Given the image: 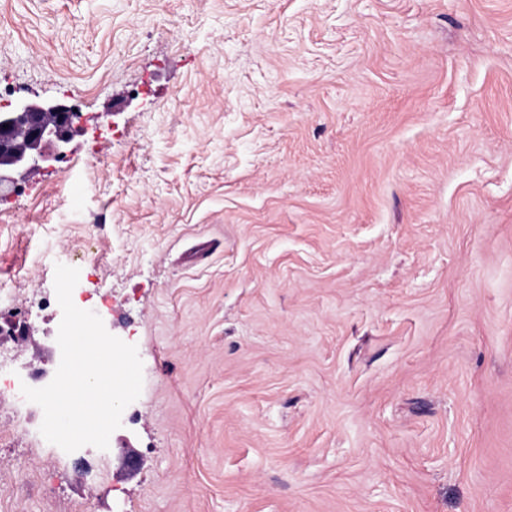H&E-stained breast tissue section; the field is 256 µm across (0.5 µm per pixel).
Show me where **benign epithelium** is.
Segmentation results:
<instances>
[{
	"label": "benign epithelium",
	"mask_w": 512,
	"mask_h": 512,
	"mask_svg": "<svg viewBox=\"0 0 512 512\" xmlns=\"http://www.w3.org/2000/svg\"><path fill=\"white\" fill-rule=\"evenodd\" d=\"M70 106L61 102H24L0 110V192L18 184L40 163L63 156V148L81 129L67 119Z\"/></svg>",
	"instance_id": "7a95c632"
}]
</instances>
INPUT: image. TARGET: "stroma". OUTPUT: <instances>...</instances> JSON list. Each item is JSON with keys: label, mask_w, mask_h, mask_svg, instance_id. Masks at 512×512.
I'll use <instances>...</instances> for the list:
<instances>
[{"label": "stroma", "mask_w": 512, "mask_h": 512, "mask_svg": "<svg viewBox=\"0 0 512 512\" xmlns=\"http://www.w3.org/2000/svg\"><path fill=\"white\" fill-rule=\"evenodd\" d=\"M0 88L90 128L0 203L10 379L59 263L143 363L102 455L0 396V512H512V0H0Z\"/></svg>", "instance_id": "stroma-1"}]
</instances>
